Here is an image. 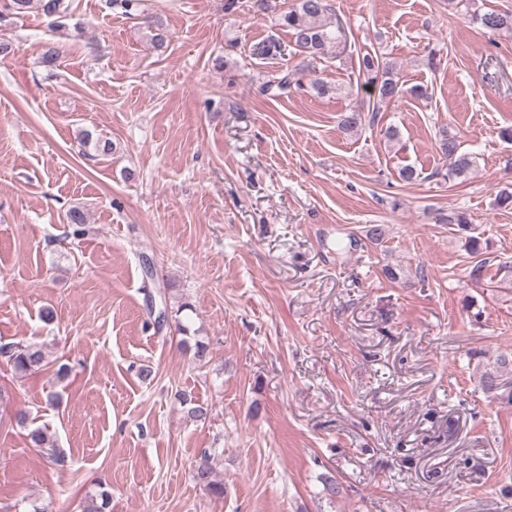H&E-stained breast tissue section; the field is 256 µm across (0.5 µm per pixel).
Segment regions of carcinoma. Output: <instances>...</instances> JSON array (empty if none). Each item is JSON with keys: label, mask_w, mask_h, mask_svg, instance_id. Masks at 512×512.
<instances>
[{"label": "carcinoma", "mask_w": 512, "mask_h": 512, "mask_svg": "<svg viewBox=\"0 0 512 512\" xmlns=\"http://www.w3.org/2000/svg\"><path fill=\"white\" fill-rule=\"evenodd\" d=\"M31 10L40 11L50 18V27L57 32L68 29L74 12L72 0H4L0 6V20L10 15L19 17ZM330 11L327 0H297L295 6L280 15L279 21L293 32L296 45L303 53L312 57L323 56L336 43L340 33V27L332 21ZM476 21L490 31L512 30V9L490 8L477 15ZM146 28L150 43L155 49L160 51L167 47L170 35L161 17H146ZM359 75L364 79L363 87L373 92L374 112L380 111L382 105L397 100L406 93L416 98L427 97V89L421 86L404 89L398 76L397 64L375 52H367L359 59ZM293 87L301 90L304 84L288 71L260 83L261 92L272 96L284 95ZM435 140L438 152L448 160V174L455 177L467 175L473 167V159L469 154L460 151L456 137L448 135V129L442 126L435 131ZM437 221L441 224H455L461 231L472 230L470 217L463 211L440 213ZM67 222L72 224L73 236L76 238L89 232L85 210L80 206L69 209ZM187 348L192 351L194 362L200 365L209 363V343L197 339L194 344L187 345ZM0 358L10 364L19 375L36 373L45 366L42 346L37 343L0 344ZM480 382L487 391L498 392L512 402V358L500 355L494 361L486 363L480 374ZM177 400L187 409L190 418L201 420L207 416V408L196 403L191 393L180 391L177 393ZM28 436L34 446L46 450L47 459L56 464L65 462V456L52 444L46 430L36 428ZM192 479L195 485L210 496L224 498V483L216 478L211 455L205 453L196 461ZM109 504L110 493L103 490L89 496L83 512H107Z\"/></svg>", "instance_id": "cac0c4a2"}]
</instances>
